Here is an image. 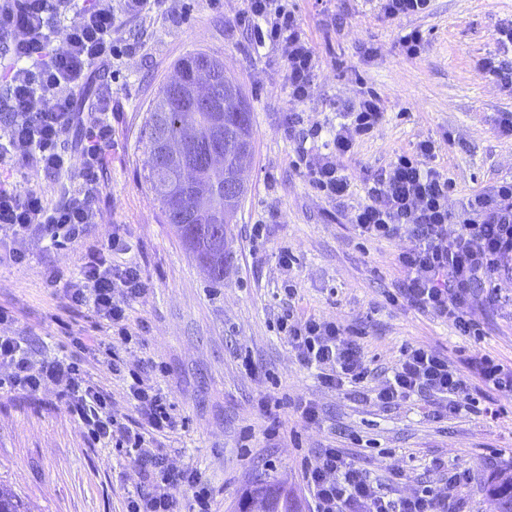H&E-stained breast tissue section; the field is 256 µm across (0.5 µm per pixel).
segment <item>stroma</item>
Segmentation results:
<instances>
[{
	"mask_svg": "<svg viewBox=\"0 0 512 512\" xmlns=\"http://www.w3.org/2000/svg\"><path fill=\"white\" fill-rule=\"evenodd\" d=\"M319 58L311 93L294 101L279 51L254 50L237 21L246 0H169L166 14L125 22L126 46L112 69V160L101 177L100 219L77 243L53 250L26 237L17 243L28 260L0 267V333L21 336L37 353L61 355L68 333L96 340L105 320L91 308L69 305L46 288L42 264L63 278L77 277L85 249L122 227L111 252L114 265L138 266L147 284L128 306L139 333L112 338L126 369L159 363L155 380L169 399L179 427L166 438L171 466L194 470L211 490V512H236L254 473L287 481L302 512L312 504L301 459L315 449L338 447L354 457L392 494L430 485L460 504L462 512H496L481 487L493 472L512 465V396L476 379L469 357L486 354L512 365V307L475 306L478 335L462 336L449 322L386 297L403 287L395 264L407 237L367 239L354 224L366 200L367 172L398 155L434 142L427 164L452 184L448 209L460 214L473 193L512 179V135L498 125L512 113V93L486 77L483 58L498 54L500 23L512 20V0H430L426 12L389 18L382 0H290ZM417 31L418 56L400 38ZM196 51L224 61L253 108L254 158L245 173L247 193L227 235L223 285L216 286L165 224L143 178L141 130L158 92L180 58ZM376 95L384 118L337 163L350 181L344 205L309 184L296 161L320 146L310 129L329 130L347 105ZM292 269L278 262L282 250ZM293 308L350 330L371 369L361 385L331 389L313 368L300 364L277 329ZM447 357L496 417L461 410L435 418L437 402L411 398L396 406L375 393L391 377L405 344ZM250 369H243L242 358ZM286 402L278 418L266 416L262 397ZM312 402L317 425H302L290 404ZM466 470L469 483L449 485L447 473ZM0 482L9 484L30 512H125L138 482L128 456L92 442L63 405L55 387L34 394L0 388Z\"/></svg>",
	"mask_w": 512,
	"mask_h": 512,
	"instance_id": "1",
	"label": "stroma"
}]
</instances>
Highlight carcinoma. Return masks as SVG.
<instances>
[{"label": "carcinoma", "instance_id": "obj_1", "mask_svg": "<svg viewBox=\"0 0 512 512\" xmlns=\"http://www.w3.org/2000/svg\"><path fill=\"white\" fill-rule=\"evenodd\" d=\"M207 62L217 72L210 94L200 99L175 83L166 84L153 101L145 120L143 137L147 148L144 177L149 183L166 223L173 225L187 249L214 268L209 274L215 285L224 283V247L213 248L224 225L233 223L240 202H224V180L240 162L243 142L253 157L252 113L243 92L235 102L224 99V62L206 52H193L176 65L183 80L194 83L192 73ZM500 512H512V467L499 471L485 486ZM267 497V512H299V507L281 485L257 476V482L242 497ZM0 512H28L11 486L0 483Z\"/></svg>", "mask_w": 512, "mask_h": 512}]
</instances>
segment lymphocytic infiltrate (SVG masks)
<instances>
[{
	"label": "lymphocytic infiltrate",
	"mask_w": 512,
	"mask_h": 512,
	"mask_svg": "<svg viewBox=\"0 0 512 512\" xmlns=\"http://www.w3.org/2000/svg\"><path fill=\"white\" fill-rule=\"evenodd\" d=\"M164 0H121L113 9L108 0H0V32L10 36L13 55L0 64L9 87L4 107L12 116L0 128V263L19 265L23 252L13 243L28 235L48 239L64 249L82 237L87 225L97 223V201L103 192L100 175L112 152V85L98 77L108 70L121 48L115 35L123 19L143 16L161 8ZM73 12L65 30L64 47H56L58 16ZM251 31L254 48H277L286 62L291 97L305 101L318 67L317 57L288 0H247L239 17ZM93 88L91 101L79 94ZM383 118L377 97L359 102L332 132L326 150L311 149L300 162L309 182L328 197L348 190L337 156L351 151L357 140L370 134ZM76 136L75 153L61 150L64 134ZM435 151L425 141L415 156L402 155L387 168L367 174V201L355 215L359 232L369 238L407 236L410 249L399 253L396 264L406 286L392 294L393 306L414 305L449 320L460 335L473 336L477 325L469 311L474 303L499 306L504 298L500 277L512 274V180L467 200L465 216L456 234L448 210V180L425 164ZM68 176L78 169V188L47 203L39 187L20 189L17 168ZM111 242L98 243L83 257L78 277L62 280L52 266L44 270L48 288L64 290L73 304L87 306L104 318L118 335L129 333L127 309L146 290L141 270L112 266ZM279 331L297 359L313 367L325 386L361 384L370 369L347 338L342 324L294 311L282 316ZM67 355L33 356L17 337L0 336V366L9 370L11 389L34 393L55 385L97 442L127 449L137 469L140 485L127 498L125 512H181L178 494L193 491L197 512H209V489L194 471L170 468L159 437L173 432L177 421L166 398L156 388L151 373L132 374L125 396L141 424L133 428L112 414V398L89 378L85 354L112 372L120 363L111 342L89 346L85 337H69ZM448 395L444 413L473 405L468 381L451 369L447 358L421 345H404L393 376L376 398L391 405L414 396ZM315 462L302 466V479L313 512H456L447 497L430 486L406 495L392 496L340 448H320Z\"/></svg>",
	"instance_id": "f902f5d3"
}]
</instances>
